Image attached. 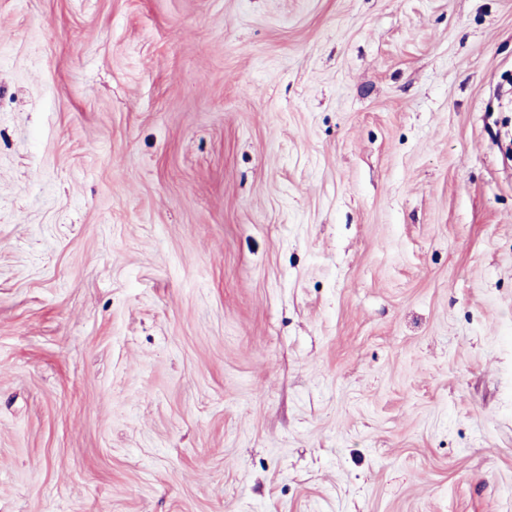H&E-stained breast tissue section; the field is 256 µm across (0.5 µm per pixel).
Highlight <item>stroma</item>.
<instances>
[{
  "label": "stroma",
  "instance_id": "obj_1",
  "mask_svg": "<svg viewBox=\"0 0 512 512\" xmlns=\"http://www.w3.org/2000/svg\"><path fill=\"white\" fill-rule=\"evenodd\" d=\"M512 0H0V512H512Z\"/></svg>",
  "mask_w": 512,
  "mask_h": 512
}]
</instances>
